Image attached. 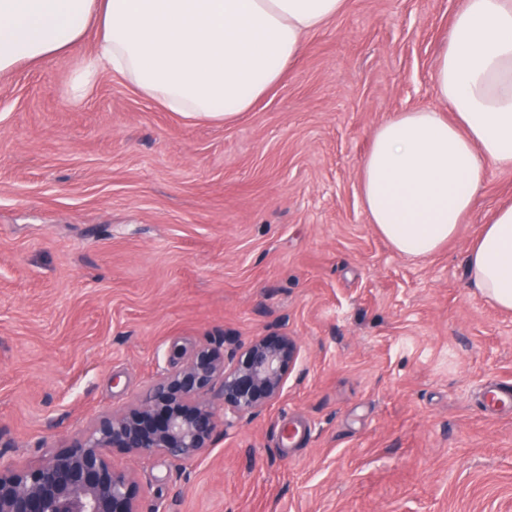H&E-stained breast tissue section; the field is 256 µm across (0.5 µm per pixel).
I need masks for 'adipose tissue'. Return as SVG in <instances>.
Listing matches in <instances>:
<instances>
[{
    "label": "adipose tissue",
    "mask_w": 512,
    "mask_h": 512,
    "mask_svg": "<svg viewBox=\"0 0 512 512\" xmlns=\"http://www.w3.org/2000/svg\"><path fill=\"white\" fill-rule=\"evenodd\" d=\"M345 0H0V75L70 51L96 29L69 95L87 98L110 71L188 117L249 111L297 58L305 34ZM449 113L400 112L375 130L360 171L372 224L400 254L425 258L454 238L487 163L512 168V0H463L433 73ZM472 288L512 311V205L472 243Z\"/></svg>",
    "instance_id": "1"
}]
</instances>
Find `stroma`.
I'll use <instances>...</instances> for the list:
<instances>
[{"instance_id": "obj_1", "label": "stroma", "mask_w": 512, "mask_h": 512, "mask_svg": "<svg viewBox=\"0 0 512 512\" xmlns=\"http://www.w3.org/2000/svg\"><path fill=\"white\" fill-rule=\"evenodd\" d=\"M462 4L346 0L226 122L115 73L72 102L91 33L0 77V458L79 437L201 345L229 357L277 333L299 349L277 402L192 461L111 454L143 512H512V410L478 403L512 383V311L465 274L512 169L488 167L421 259L360 195L380 123L447 112L432 75Z\"/></svg>"}]
</instances>
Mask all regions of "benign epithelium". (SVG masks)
<instances>
[{
  "instance_id": "obj_1",
  "label": "benign epithelium",
  "mask_w": 512,
  "mask_h": 512,
  "mask_svg": "<svg viewBox=\"0 0 512 512\" xmlns=\"http://www.w3.org/2000/svg\"><path fill=\"white\" fill-rule=\"evenodd\" d=\"M299 350L285 335L251 342L228 367L224 352L198 347L159 375L134 407L102 416L88 434L19 465L0 461V512H143L136 478L110 460L119 450L187 461L200 456L219 425L251 417L283 394ZM232 418L219 420L212 390Z\"/></svg>"
}]
</instances>
